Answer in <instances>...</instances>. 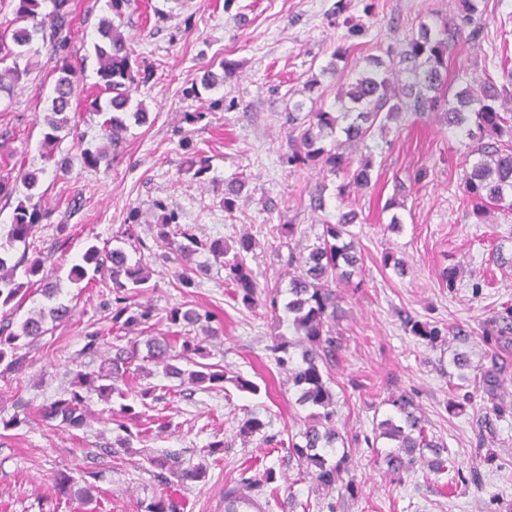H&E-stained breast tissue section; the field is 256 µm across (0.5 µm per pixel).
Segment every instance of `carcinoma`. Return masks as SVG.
I'll return each instance as SVG.
<instances>
[{"instance_id": "carcinoma-1", "label": "carcinoma", "mask_w": 512, "mask_h": 512, "mask_svg": "<svg viewBox=\"0 0 512 512\" xmlns=\"http://www.w3.org/2000/svg\"><path fill=\"white\" fill-rule=\"evenodd\" d=\"M456 20L453 26L443 21L436 26L421 23L417 35L409 39L404 49L397 52L390 49L387 58L370 55L365 58V66L355 81L340 87L334 98L339 110L331 112L319 108L311 113L306 128L297 126L298 116L290 111L285 115L288 124V165L301 169L308 165H319L324 171L338 175L346 174V181L336 186L337 196L345 198L353 190L368 187L371 182V162L365 161L353 167V161L346 149L356 148L372 137L375 127L383 128L387 123L412 113L426 112L439 115L448 126L460 135L472 139L486 131L497 135L495 144L477 141L471 154L479 159L471 166L464 179L466 196L474 202L473 215L477 223L489 222L485 204L491 203L498 209L512 212V125L505 113L512 110V88L498 84L485 76L473 78L456 92L454 101L448 100V46L468 34L474 38L480 26L477 19L478 5L475 0H455ZM14 18L11 24L0 30V91L10 92L27 75L32 66V58L39 54L35 44L42 43L61 62L60 76L54 86V96L46 112L38 115L44 128L40 158L42 165L19 170L14 180L0 179V197L10 198L21 191L24 199L13 210L10 224L0 235V308L9 306L19 295L26 293L35 282L42 284L43 295L47 300L57 296L58 288L49 283L45 272V261L39 257L29 258L22 252L14 258L11 250L17 243L29 248V238L33 237L36 225L49 217L42 208L39 193L41 177L48 166L63 172L70 165L69 158H56L54 146L61 139L60 133L71 130L73 100L77 95L79 73L71 64V19L70 0H15ZM99 40L94 43L98 62L99 86L108 97L95 100L93 109L104 115L102 123L104 139L109 145L95 150L84 149L80 154L83 166L97 169L110 166V150L117 149L129 130L128 121L144 125L149 116L143 102H134L133 93L151 80L153 73L141 67L126 38L115 25L113 18L103 16L97 27ZM25 65H20V61ZM224 83L212 71L204 73L201 85H193L186 91L188 96H201V91H209ZM342 133L344 140L336 139ZM333 139V144L325 146L324 141ZM245 186V178L234 177L224 186V211L235 210L237 199ZM358 213L354 209L341 211L336 222L323 223L320 243L312 247L308 254L297 258L289 257L288 264H297L298 273L291 277L285 305L292 315V324L308 347L302 352L301 363H292L288 355V345L281 342L273 346L276 364L288 372V380L300 391L301 405L314 408L310 412L305 430L301 433L303 444L291 443L297 455L300 469L315 468L316 480L324 486H331L340 477L341 465L345 456H340L336 464H327L323 450L334 447L340 439L335 428L336 408L326 377L336 367L337 340L336 320L341 317L340 296L331 285L352 283L354 276L363 268L362 254L357 251L349 226L356 223ZM175 215L170 214L160 224L159 238L164 247L188 258L200 249L209 251L224 267V281L234 288V298L245 307L253 309L262 304L276 309L277 294L260 288L257 276L247 265V254L252 252L255 243L249 236L238 241V248L232 250L221 240L211 242L200 240L185 228L172 229L170 222ZM23 269L26 281L16 279L18 269ZM107 272L112 277V288L116 290H138L145 285L152 272L141 263L130 264L126 252L120 248H98L91 245L81 255V261L71 266L68 279L74 284L83 282L88 275ZM125 297L115 298L112 322L142 324L151 317L145 309L136 315L126 316L128 307L123 305ZM69 306L59 302L46 309L42 308L26 318L20 332L0 334V364L6 363L5 370L22 369L26 355L20 353L22 339H36L45 335L46 320L62 321L69 317ZM210 316H201L193 311L175 309L170 320L181 321L187 326H195ZM404 327L418 336H426L434 342L441 336L437 328L427 329L407 316ZM486 336L495 345L507 352L512 348V309L497 314L488 321ZM147 358L163 367L167 375L182 379L193 386L216 383L225 379V373L202 366L200 370L183 369L175 361L185 355L201 351L190 339L182 343V350L174 353V346L166 339L151 338L147 341ZM137 345L116 350L109 366L96 373H77L78 383L86 386V392L109 398L116 394L123 396L121 384L125 383L131 364L137 357ZM457 379L461 389L470 382L477 391L487 395L494 413L506 409L504 395L501 394L504 366L492 360L489 368L470 378L465 370L471 368L470 360L464 353L453 357ZM85 396L72 389L63 397L52 402L44 411L50 419L73 429L85 424ZM399 417L390 416L378 423L375 438H384L393 444V452L387 465L394 474L412 469L416 463L426 460L425 452H430L428 467L443 472L455 467V456L443 440L429 433L425 420L418 415L413 397L407 393L388 399ZM151 463L160 469H167L179 480H196L201 477L199 470L176 467L172 458H155Z\"/></svg>"}]
</instances>
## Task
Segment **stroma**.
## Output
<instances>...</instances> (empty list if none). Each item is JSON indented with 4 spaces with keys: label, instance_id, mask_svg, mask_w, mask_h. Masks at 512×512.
<instances>
[{
    "label": "stroma",
    "instance_id": "1",
    "mask_svg": "<svg viewBox=\"0 0 512 512\" xmlns=\"http://www.w3.org/2000/svg\"><path fill=\"white\" fill-rule=\"evenodd\" d=\"M336 0H130L121 31L151 81L140 87L149 120L131 127L114 152L110 168H84L81 149L103 144L101 116L90 109L98 89L93 45L105 0H71L72 45L83 61L80 93L73 103L77 126L63 136L56 156L71 157L68 172H47L41 186L49 218L30 247L15 252L42 256L72 314L48 322L47 333L25 349L21 371L0 374V512H145L157 498L177 512H224V492L241 472L259 476L252 495L264 512H512V409L490 412L482 392H473L463 410L453 409L458 391L455 353H466L472 368L489 365L496 347L483 336L489 317L512 308V267H499L497 253L512 254V214L478 223L465 195L463 177L473 158L468 141L433 113L404 117L374 131L353 161H373L372 181L348 203L361 217L351 227L364 256L361 287L342 288V317L336 325L339 363L331 373L336 427L349 450L342 483L327 488L300 475L288 440L303 428L309 407L274 360L273 346L295 340L284 308L288 297L289 252H308L323 220L335 219L343 203L338 178L320 166L294 169L284 116L299 106L300 121L330 105L340 84L353 82L359 60L404 48L419 22L435 23L454 14L452 0H347V17L362 21L363 35L348 37L332 14ZM486 24L476 39H460L448 53V93L465 76L489 75L497 83L512 77V0H480ZM344 59L334 60L337 47ZM223 74L218 88L201 97L186 90L204 70ZM59 76L57 58L41 47L36 64L0 98V178L39 163L44 130L38 114L49 106ZM316 81L307 90L308 81ZM210 160L204 178L188 171L187 158ZM246 176L233 212L224 210V182ZM323 189L324 211L310 207V194ZM401 195V230L388 227L386 202ZM274 210H267V203ZM199 239L235 246L252 234L247 256L260 285L278 286L280 308L248 309L234 300L224 269L208 251L190 259L168 254L158 238L162 211ZM123 248L130 261L152 272L149 286L129 294L130 313L151 308L147 325L123 329L112 323L115 294L109 277L87 287L71 284L70 267L88 246ZM404 260L398 275L383 267L384 254ZM456 273L454 283L444 270ZM195 284L185 288L182 274ZM211 315L216 336L195 329L201 345L194 362L226 371L225 381L192 386L165 375L147 361L146 342L182 335L172 309ZM412 317L441 329L444 338L428 344L405 330ZM137 347L143 361L124 398L89 394L82 428L61 426L42 410L70 389L77 370L96 372L115 348ZM255 383L239 389L236 379ZM154 388L143 401L140 392ZM406 392L437 438L456 454L458 472L423 468L392 474L384 460L388 440L368 445L373 427L393 415L387 399ZM264 424L240 435L250 418ZM134 434L120 456L107 450ZM216 452H209L210 443ZM178 458L182 468H201L194 481L161 479L149 459ZM78 468L94 489L96 507L79 494H60L59 472ZM273 479L263 482L265 470Z\"/></svg>",
    "mask_w": 512,
    "mask_h": 512
}]
</instances>
